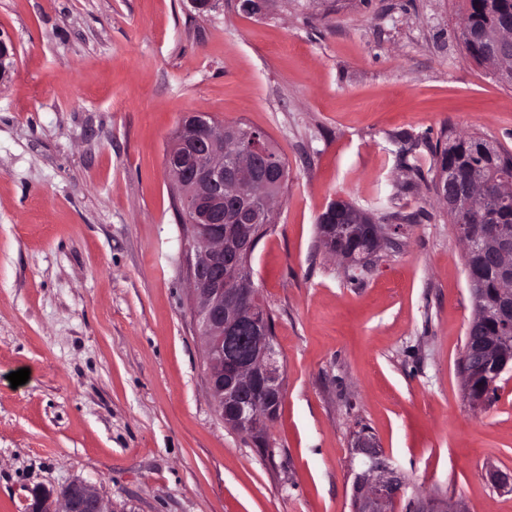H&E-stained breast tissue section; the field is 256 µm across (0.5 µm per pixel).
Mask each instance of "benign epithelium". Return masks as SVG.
<instances>
[{
  "mask_svg": "<svg viewBox=\"0 0 512 512\" xmlns=\"http://www.w3.org/2000/svg\"><path fill=\"white\" fill-rule=\"evenodd\" d=\"M463 44L477 45L482 59L505 84L512 85V16L503 13L492 29L464 20ZM14 47L0 38V74L13 65ZM265 132L244 125H219L190 113L180 123L164 154L172 179L175 208L183 226L194 316L206 340L208 388L224 424L267 448L268 427L285 394L284 367L274 339V326L260 289L255 286L252 255L272 223L274 205L288 184V165L271 156ZM437 198L448 214L459 217L479 210L474 224H456L464 245V263L475 299L463 355L462 379L475 407L486 394L474 388L478 368L500 375L512 362V224L491 213L494 204L512 198V177L490 179L481 168L458 172L440 168L434 182ZM372 216L333 201L321 214L317 232L325 252L351 270H367L388 241V231ZM351 240L364 244L360 257L342 250ZM488 266L500 288L495 308L481 303L483 288L475 266ZM495 336H480L488 323ZM352 457L359 469L352 483L351 512H392L405 496L406 474L390 462L369 431L352 438ZM490 483L512 492V471L487 470ZM28 512H107L98 491L76 479L58 493L38 490ZM412 512H466L460 504L417 498Z\"/></svg>",
  "mask_w": 512,
  "mask_h": 512,
  "instance_id": "1",
  "label": "benign epithelium"
}]
</instances>
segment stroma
<instances>
[{
	"instance_id": "1",
	"label": "stroma",
	"mask_w": 512,
	"mask_h": 512,
	"mask_svg": "<svg viewBox=\"0 0 512 512\" xmlns=\"http://www.w3.org/2000/svg\"><path fill=\"white\" fill-rule=\"evenodd\" d=\"M464 0H0V512L81 479L108 512H351L368 426L411 496L512 512V370L472 408L474 316L443 131L512 152V87L468 58ZM205 112L263 130L288 187L253 259L286 391L271 451L208 393L164 152ZM343 200L400 225L363 282L317 237ZM29 380L12 386L11 372Z\"/></svg>"
}]
</instances>
